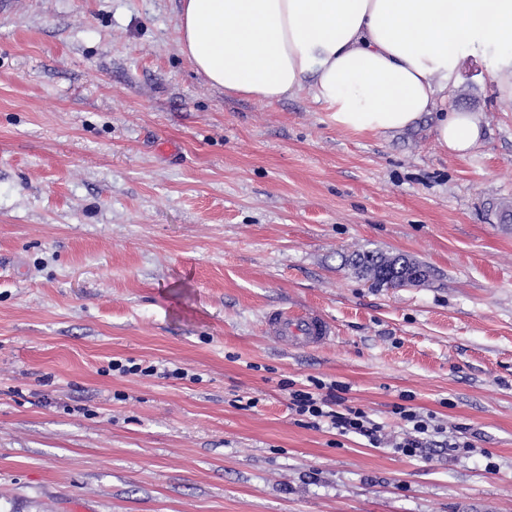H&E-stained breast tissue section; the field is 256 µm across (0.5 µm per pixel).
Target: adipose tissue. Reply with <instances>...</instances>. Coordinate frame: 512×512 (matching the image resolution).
<instances>
[{"instance_id": "1", "label": "adipose tissue", "mask_w": 512, "mask_h": 512, "mask_svg": "<svg viewBox=\"0 0 512 512\" xmlns=\"http://www.w3.org/2000/svg\"><path fill=\"white\" fill-rule=\"evenodd\" d=\"M178 43L225 94L272 103L302 90L338 128L386 134L435 119L463 158L484 117L448 109L466 54H500L512 103V0H180Z\"/></svg>"}]
</instances>
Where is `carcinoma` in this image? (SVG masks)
<instances>
[{
    "instance_id": "1",
    "label": "carcinoma",
    "mask_w": 512,
    "mask_h": 512,
    "mask_svg": "<svg viewBox=\"0 0 512 512\" xmlns=\"http://www.w3.org/2000/svg\"><path fill=\"white\" fill-rule=\"evenodd\" d=\"M344 264L378 288L420 283L428 273L424 265L406 255L389 256L377 250L355 251L344 258Z\"/></svg>"
}]
</instances>
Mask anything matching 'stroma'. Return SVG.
I'll return each mask as SVG.
<instances>
[{
    "label": "stroma",
    "mask_w": 512,
    "mask_h": 512,
    "mask_svg": "<svg viewBox=\"0 0 512 512\" xmlns=\"http://www.w3.org/2000/svg\"><path fill=\"white\" fill-rule=\"evenodd\" d=\"M178 12L0 6V512H512V112L491 62L467 58L449 100L487 122L461 159L427 118L358 134L304 91L225 96ZM358 249L429 277L372 287L342 263ZM274 310L335 335L278 344ZM311 377L381 444L301 422L288 392ZM399 405L473 453H393Z\"/></svg>",
    "instance_id": "35a3bbf8"
}]
</instances>
